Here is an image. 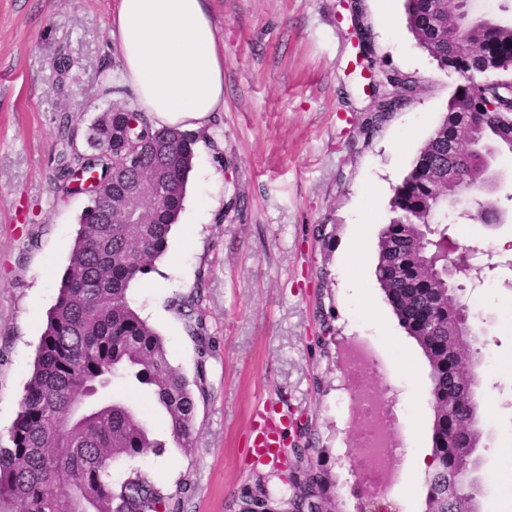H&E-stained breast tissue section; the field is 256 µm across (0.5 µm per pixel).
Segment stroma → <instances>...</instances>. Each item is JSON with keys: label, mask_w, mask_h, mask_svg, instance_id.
Masks as SVG:
<instances>
[{"label": "stroma", "mask_w": 512, "mask_h": 512, "mask_svg": "<svg viewBox=\"0 0 512 512\" xmlns=\"http://www.w3.org/2000/svg\"><path fill=\"white\" fill-rule=\"evenodd\" d=\"M116 0H0V444L19 412L36 348L55 305L86 195L57 189L62 117L78 131L112 104L119 83L111 45ZM224 42V109L199 129L188 194L167 251L135 281L129 301L162 336L171 363L197 399L194 446L170 440L146 395L136 401L162 454L121 460L113 480L146 472L179 512H225L256 479L289 493L278 460L253 464L249 418L259 403L312 426L320 460L335 480L340 512H360L371 493L351 477L362 420L346 376L364 364L373 401L407 425L401 454L382 485L397 512H424L420 464L431 453L429 366L399 325L376 280L378 234L393 190L444 115L461 77L418 49L404 0H208ZM371 35L374 72L413 76L410 102L366 129L373 101L360 76L353 25ZM74 66L58 79L59 55ZM336 227L330 247L313 229ZM367 238L345 246L355 225ZM468 291L483 321L488 380L483 420L484 512H512V268L483 272ZM199 294L206 355H199L173 301ZM322 387H315V378Z\"/></svg>", "instance_id": "obj_1"}]
</instances>
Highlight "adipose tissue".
<instances>
[{
    "label": "adipose tissue",
    "instance_id": "adipose-tissue-1",
    "mask_svg": "<svg viewBox=\"0 0 512 512\" xmlns=\"http://www.w3.org/2000/svg\"><path fill=\"white\" fill-rule=\"evenodd\" d=\"M121 79L155 126L201 128L224 109V45L206 0H119Z\"/></svg>",
    "mask_w": 512,
    "mask_h": 512
}]
</instances>
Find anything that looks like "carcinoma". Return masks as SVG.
Masks as SVG:
<instances>
[{
	"instance_id": "carcinoma-1",
	"label": "carcinoma",
	"mask_w": 512,
	"mask_h": 512,
	"mask_svg": "<svg viewBox=\"0 0 512 512\" xmlns=\"http://www.w3.org/2000/svg\"><path fill=\"white\" fill-rule=\"evenodd\" d=\"M475 0H405L407 25L416 46L427 52L444 71L466 80L448 100L440 124L421 148L410 170L394 189L389 221L379 234L375 275L400 325L414 336L412 321L435 307L438 294L425 289L402 291L389 276L393 256L407 245L390 238L398 224L429 225L439 234L445 230L448 201L455 183L448 173L462 175L471 188L502 207L499 188L487 178L491 156L512 155V114L486 110L468 80L483 69L512 70V17L487 15L488 23H475L466 31L469 52L456 49L462 19L480 17ZM68 150L58 156L60 189L69 195V177L76 171L88 176L110 175L131 140L164 144L167 153L148 155L130 178L166 163L173 192L142 215L140 224H107L99 203L82 210L75 245L59 286L57 301L49 313L37 347L34 368L20 399V411L8 431V443L0 445V499L13 512H71L68 491L79 489L87 498L86 512H169L172 498L165 496L149 476L134 472L112 480V465L120 459L135 460L149 452L165 450L151 438L147 419L134 401L120 392L107 401L97 400L92 389L130 386L147 394L162 409L173 441L192 447L197 403L183 372L172 365L159 333L132 308L131 284L154 269L167 251L172 227L177 223L187 193L195 156L196 134L178 127L157 128L145 113L112 104L88 125L87 149L73 144L70 121L61 125ZM200 295L175 301L188 335L204 354L206 328L199 313ZM433 344L457 348L464 359L463 344L448 330V321L428 335ZM432 388L463 399L480 390L482 366L474 375L445 376L432 367ZM88 399L92 407L79 423L69 420L71 403ZM320 450L313 437L296 449L302 479L292 489L297 506L305 512L329 508L333 480L313 462ZM428 492L425 509L434 512H483L482 485L471 484L463 495L448 493V471L435 462L426 472ZM262 488L235 496L229 512H252L259 507Z\"/></svg>"
}]
</instances>
